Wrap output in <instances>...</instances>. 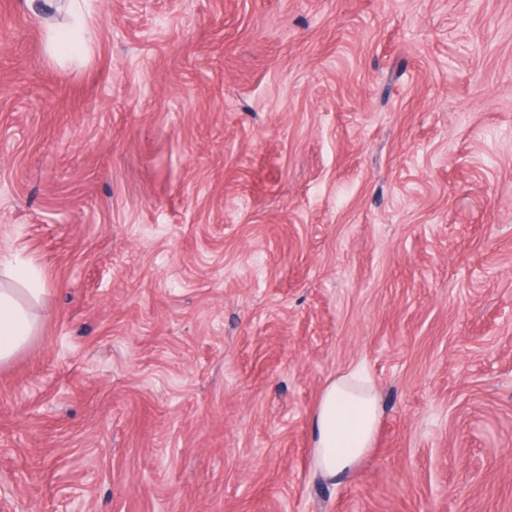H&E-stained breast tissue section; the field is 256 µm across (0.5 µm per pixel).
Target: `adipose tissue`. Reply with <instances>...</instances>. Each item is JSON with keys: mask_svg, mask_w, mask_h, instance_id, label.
Here are the masks:
<instances>
[{"mask_svg": "<svg viewBox=\"0 0 512 512\" xmlns=\"http://www.w3.org/2000/svg\"><path fill=\"white\" fill-rule=\"evenodd\" d=\"M36 330L18 289L0 287V363L20 351ZM380 414L374 388L354 374H341L328 382L310 423L315 469L328 479L353 469L372 447Z\"/></svg>", "mask_w": 512, "mask_h": 512, "instance_id": "adipose-tissue-1", "label": "adipose tissue"}]
</instances>
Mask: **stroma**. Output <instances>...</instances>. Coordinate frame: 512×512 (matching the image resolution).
Listing matches in <instances>:
<instances>
[{"label": "stroma", "instance_id": "1", "mask_svg": "<svg viewBox=\"0 0 512 512\" xmlns=\"http://www.w3.org/2000/svg\"><path fill=\"white\" fill-rule=\"evenodd\" d=\"M0 0V512H512V0ZM382 414L314 469L324 384ZM18 294V289L0 285V363L9 361L36 334V321ZM380 414L374 388L353 373L328 382L310 423L315 469L328 479L353 469L372 447Z\"/></svg>", "mask_w": 512, "mask_h": 512}]
</instances>
